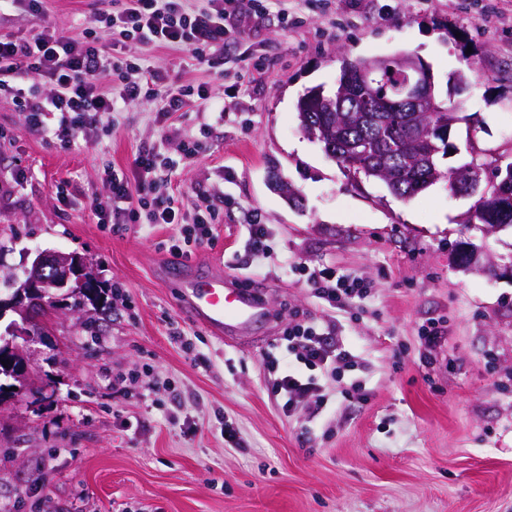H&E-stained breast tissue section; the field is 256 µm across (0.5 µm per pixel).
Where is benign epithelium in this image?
<instances>
[{"mask_svg": "<svg viewBox=\"0 0 512 512\" xmlns=\"http://www.w3.org/2000/svg\"><path fill=\"white\" fill-rule=\"evenodd\" d=\"M398 63L404 75L417 80L408 95L423 106L433 101L432 76L426 65L414 55L405 53L398 55ZM459 188L467 196H477L482 201L486 198V189L477 177L467 178ZM454 261L462 269L476 268L479 252L467 243L456 252ZM96 284L97 278L84 257L58 251L37 253L31 265L24 269L23 277L14 276L6 283L10 290L8 296H0V319L10 311L21 321V324L9 327L14 336L0 344V359L7 364L3 373L19 383L26 379L29 365L22 343L34 337L30 327L37 323L36 312L49 315L66 309L71 291L94 288Z\"/></svg>", "mask_w": 512, "mask_h": 512, "instance_id": "obj_1", "label": "benign epithelium"}]
</instances>
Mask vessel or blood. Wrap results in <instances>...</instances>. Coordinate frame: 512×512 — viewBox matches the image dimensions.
Wrapping results in <instances>:
<instances>
[{"label": "vessel or blood", "mask_w": 512, "mask_h": 512, "mask_svg": "<svg viewBox=\"0 0 512 512\" xmlns=\"http://www.w3.org/2000/svg\"><path fill=\"white\" fill-rule=\"evenodd\" d=\"M232 275L186 276L183 310L187 318L216 333H223L227 323L249 322L258 313L253 298L235 285Z\"/></svg>", "instance_id": "obj_1"}]
</instances>
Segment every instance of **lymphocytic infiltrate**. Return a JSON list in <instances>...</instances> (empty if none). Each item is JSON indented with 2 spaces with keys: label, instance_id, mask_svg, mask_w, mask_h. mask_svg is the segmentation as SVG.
Returning <instances> with one entry per match:
<instances>
[{
  "label": "lymphocytic infiltrate",
  "instance_id": "1",
  "mask_svg": "<svg viewBox=\"0 0 512 512\" xmlns=\"http://www.w3.org/2000/svg\"><path fill=\"white\" fill-rule=\"evenodd\" d=\"M114 7L100 13V21L111 34L109 43L92 34L66 36L44 20V0H27L33 17L42 19L40 34L33 39L0 36V95L18 96L22 83L37 79L47 94L31 98L26 108L32 124L40 126L45 116L57 115L52 136L62 146H72L103 113L117 111L119 103L153 97L159 104L155 120L167 122L173 113L193 103H210L204 85H169L165 74L128 58L125 48L134 40L145 47H167L189 51L201 64L212 61L211 51L223 46L226 37L240 30L245 19L272 13L287 16L288 0H113ZM137 184L125 174L105 168L110 196L96 204L100 223L122 224L130 214V200H139L149 210L154 224H181L183 236L170 239L168 252L186 255L193 245H203L212 234L214 208L186 220L181 206L167 190L171 165L154 147L142 149L135 159ZM314 295L331 309H344L364 297L366 288L356 277L323 269L312 278ZM286 349L294 361L281 365L276 357L266 361L268 384L282 411L315 398L317 405L328 401L321 377L334 374L338 365L348 364L349 352L329 339L311 321L298 323L284 333ZM320 377H313V370Z\"/></svg>",
  "mask_w": 512,
  "mask_h": 512
}]
</instances>
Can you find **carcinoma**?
Returning a JSON list of instances; mask_svg holds the SVG:
<instances>
[{"label": "carcinoma", "instance_id": "cac0c4a2", "mask_svg": "<svg viewBox=\"0 0 512 512\" xmlns=\"http://www.w3.org/2000/svg\"><path fill=\"white\" fill-rule=\"evenodd\" d=\"M362 60L343 59L332 92L322 85L305 89L296 102L302 132L331 152L344 168L379 181L395 197L407 200L440 181L453 185L461 170L480 172L489 187L486 200L475 205L468 224H507L512 227V181H505L512 162L467 152L456 166L443 168L441 160L460 154L450 141L451 129L426 133L453 115L448 102L437 100L439 110L414 112L397 94L399 77L384 66L380 75V99L374 106L368 91L358 83Z\"/></svg>", "mask_w": 512, "mask_h": 512}]
</instances>
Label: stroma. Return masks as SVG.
I'll list each match as a JSON object with an SVG mask.
<instances>
[{
	"instance_id": "obj_1",
	"label": "stroma",
	"mask_w": 512,
	"mask_h": 512,
	"mask_svg": "<svg viewBox=\"0 0 512 512\" xmlns=\"http://www.w3.org/2000/svg\"><path fill=\"white\" fill-rule=\"evenodd\" d=\"M100 6L46 0V19L98 34ZM246 35L211 68L131 44L170 82L208 84L212 107L163 125L144 99L66 148L0 98V280L52 250L86 257L104 290L123 291L55 313L26 344L30 383L0 403V512H512V277L452 261L464 241L511 262L512 227L465 224L474 198L443 182L394 198L328 158L294 112L306 88L334 89L342 56L410 52L436 95L462 106L451 141L512 161V0H308L303 23L269 16ZM245 49L264 63L247 87L235 61ZM466 62L458 93L448 78ZM153 145L175 163L174 196L219 208L189 265L241 276L263 303L234 344L180 311L182 283L160 247L180 225L97 221L103 168L134 175ZM273 170L299 204L269 184ZM252 208L270 228L265 255L247 246ZM324 268L362 279L369 296L324 309L307 279ZM306 315L354 361L328 380L331 403L315 417L283 412L265 383L267 355L287 361L282 331ZM435 321L444 336L430 348L419 331ZM228 421L241 447L225 441Z\"/></svg>"
}]
</instances>
